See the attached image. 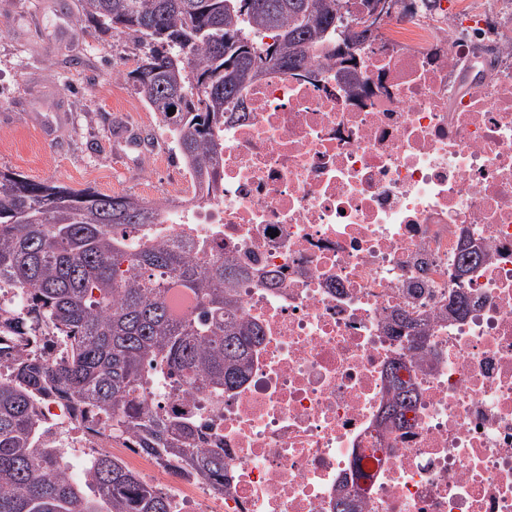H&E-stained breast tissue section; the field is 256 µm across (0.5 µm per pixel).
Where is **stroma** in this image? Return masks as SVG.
<instances>
[{"mask_svg":"<svg viewBox=\"0 0 512 512\" xmlns=\"http://www.w3.org/2000/svg\"><path fill=\"white\" fill-rule=\"evenodd\" d=\"M65 0H0V169L151 201L188 173L132 83L126 35L76 30Z\"/></svg>","mask_w":512,"mask_h":512,"instance_id":"stroma-1","label":"stroma"}]
</instances>
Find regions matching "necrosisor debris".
<instances>
[{
  "mask_svg": "<svg viewBox=\"0 0 512 512\" xmlns=\"http://www.w3.org/2000/svg\"><path fill=\"white\" fill-rule=\"evenodd\" d=\"M346 71L315 50L251 81L225 119L224 183L167 211L164 240L214 241L247 272L239 313L261 329L224 395L151 384L171 415L224 444V493L176 512H512V0H456L382 22ZM485 259L447 309L462 247ZM419 318L421 351L389 325ZM414 395L385 418L392 367ZM38 419L66 447L108 448L65 396Z\"/></svg>",
  "mask_w": 512,
  "mask_h": 512,
  "instance_id": "4bbe7bcc",
  "label": "necrosis or debris"
}]
</instances>
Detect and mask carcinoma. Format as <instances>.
I'll return each mask as SVG.
<instances>
[{
	"label": "carcinoma",
	"instance_id": "obj_1",
	"mask_svg": "<svg viewBox=\"0 0 512 512\" xmlns=\"http://www.w3.org/2000/svg\"><path fill=\"white\" fill-rule=\"evenodd\" d=\"M394 2L363 0L354 19L351 0H77L73 22L143 47L122 76L156 114L201 204L222 181L215 130L225 105L268 69L303 67L318 47L345 55L379 31ZM260 32L272 42L256 40ZM161 223L152 202L0 170V281L28 295L22 317L0 307V512H174L165 492L106 452L91 450L78 477L58 470L60 449L36 417L60 394L113 439L224 493V449L203 448L195 419L165 414L149 383L161 375L188 390H230L261 329L236 314L243 271L222 254L199 262L187 245L159 241ZM468 252L458 254V282L484 258L477 249L466 265ZM170 288L195 296L192 313L171 311ZM392 388L396 421L413 394L395 374Z\"/></svg>",
	"mask_w": 512,
	"mask_h": 512
}]
</instances>
